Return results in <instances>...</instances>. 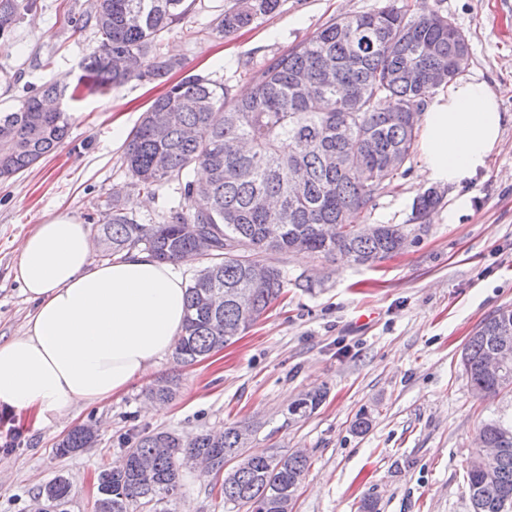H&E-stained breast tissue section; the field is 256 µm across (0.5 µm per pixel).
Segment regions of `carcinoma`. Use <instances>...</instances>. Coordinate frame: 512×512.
<instances>
[{"label": "carcinoma", "mask_w": 512, "mask_h": 512, "mask_svg": "<svg viewBox=\"0 0 512 512\" xmlns=\"http://www.w3.org/2000/svg\"><path fill=\"white\" fill-rule=\"evenodd\" d=\"M22 0H0V46L8 43ZM279 0H232L215 30L226 36L273 13ZM192 0H91L87 13L70 18L92 27L98 44L84 58L74 82L34 89L12 110L0 112V180L7 181L51 154L65 139L68 110L85 94L133 81L162 80L183 68L181 60L156 52L159 32L187 17ZM468 52L465 36L421 7L413 16L392 6L344 16L275 58L253 92L236 98L224 85L189 75L151 103L130 135L125 163L135 185L153 193L175 182L188 211L169 210L159 224H140L119 197L112 217L99 228L106 257L142 249L162 262L188 253L210 259L187 286L186 318L174 349L188 366L208 358L259 321L278 299L281 270L264 256L295 249L325 257L344 253L373 263L404 248V224L359 229L381 187L389 185L414 152L417 127L389 118L387 104L422 106L426 83L405 78L407 65L420 73L452 71ZM200 167L207 177L197 181ZM432 189L417 197L413 219L440 203ZM266 267L265 281L248 270ZM512 309L486 320L462 350L461 364L472 387L496 393L512 387V364L500 379L481 363L495 344V324ZM325 393L301 395L288 413H313ZM253 432L239 423L219 432L183 439L155 429L138 436L113 465L100 470L95 512H168L181 488L186 460L207 456L216 473L225 512H287L311 463L300 450L250 455ZM478 439L500 449L494 478L475 464L467 471L470 498L482 512H512V426L492 421ZM93 424L71 430L56 452L67 456L91 448ZM59 512H69L68 482L57 476L42 487Z\"/></svg>", "instance_id": "obj_1"}]
</instances>
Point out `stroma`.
<instances>
[{
	"label": "stroma",
	"mask_w": 512,
	"mask_h": 512,
	"mask_svg": "<svg viewBox=\"0 0 512 512\" xmlns=\"http://www.w3.org/2000/svg\"><path fill=\"white\" fill-rule=\"evenodd\" d=\"M469 44L468 76L499 97L504 121L485 170L467 183L472 209L456 224L439 210L400 252L365 266L342 256L304 251L268 260L284 273L272 309L233 344L187 367L165 355L119 396L79 406L50 424L0 409V512H23L41 486L63 476L71 512H94L95 474L118 460L123 437L167 429L179 435L245 421L249 453L307 450L311 467L292 512H358L362 500L379 512H472L466 469L484 422L512 424V389L479 395L460 366L465 343L481 323L512 309V0H426ZM90 0H36L21 12L9 46L0 47V109L14 107L27 85L75 80L97 43L93 28L74 29L68 15ZM229 0H196L192 12L160 33L161 54L182 59L184 74L224 84L240 97L272 60L346 15L415 0H280L279 8L229 35L215 26ZM156 81H132L84 97L70 112L59 148L35 167L0 183V337L22 332L34 310L12 267L23 238L48 216L66 212L102 220L120 196L143 224L185 203L173 187L139 191L124 163L127 136L152 101ZM420 153L382 190L371 224H408L428 187ZM178 381L164 413L143 411L157 380ZM321 389L327 396L309 417L289 404ZM370 420L359 432V414ZM96 420L98 442L58 456V442ZM210 479L185 468L175 512H224Z\"/></svg>",
	"instance_id": "stroma-1"
}]
</instances>
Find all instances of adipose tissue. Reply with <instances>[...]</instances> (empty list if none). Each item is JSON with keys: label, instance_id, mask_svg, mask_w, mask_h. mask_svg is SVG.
Instances as JSON below:
<instances>
[{"label": "adipose tissue", "instance_id": "1", "mask_svg": "<svg viewBox=\"0 0 512 512\" xmlns=\"http://www.w3.org/2000/svg\"><path fill=\"white\" fill-rule=\"evenodd\" d=\"M503 119L494 90L473 78L439 86L423 107L422 172L458 191L445 223L471 209L461 187L485 169ZM92 249L89 227L68 214L22 240L13 274L34 310L0 340V408L46 422L126 391L171 351L185 316L179 268L140 249L96 263Z\"/></svg>", "mask_w": 512, "mask_h": 512}]
</instances>
